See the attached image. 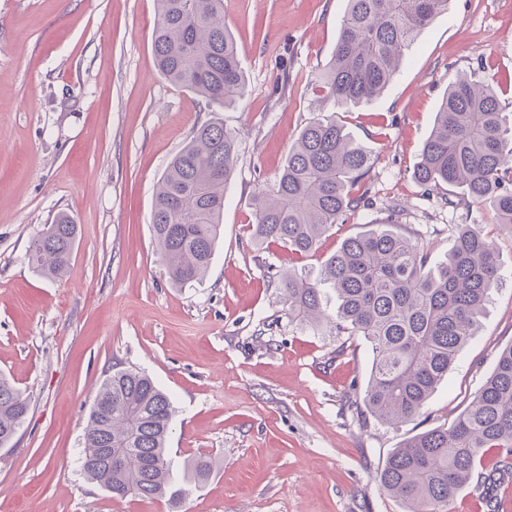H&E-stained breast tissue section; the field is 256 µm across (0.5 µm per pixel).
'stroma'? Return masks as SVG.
<instances>
[{"instance_id":"35a3bbf8","label":"stroma","mask_w":512,"mask_h":512,"mask_svg":"<svg viewBox=\"0 0 512 512\" xmlns=\"http://www.w3.org/2000/svg\"><path fill=\"white\" fill-rule=\"evenodd\" d=\"M347 0H224L246 91L208 106L162 78L156 0H0V373L31 398L12 448H0V512H171L162 500L112 498L86 480L80 442L114 364L146 371L178 413L175 462L209 455L208 479L179 512H404L379 474L407 437L446 427L512 344V231L495 210L412 178L449 82L459 73L503 89L512 111V0H449L372 103L336 118L370 151L364 206L296 258L251 240V199L269 189L319 113L318 80ZM236 136L224 236L202 282L173 287L150 231L154 189L196 129ZM400 213L395 233L429 265L456 228L492 241L502 280L476 336L421 415L399 429L362 404L372 352L288 320L268 266L317 272L348 237ZM67 212L79 237L66 274L28 263L32 238ZM448 512H512V479L469 484Z\"/></svg>"}]
</instances>
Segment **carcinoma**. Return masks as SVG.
I'll use <instances>...</instances> for the list:
<instances>
[{
	"instance_id": "1",
	"label": "carcinoma",
	"mask_w": 512,
	"mask_h": 512,
	"mask_svg": "<svg viewBox=\"0 0 512 512\" xmlns=\"http://www.w3.org/2000/svg\"><path fill=\"white\" fill-rule=\"evenodd\" d=\"M448 0H347L331 60L320 75L323 100L333 106L376 99L399 71L404 51ZM153 50L158 73L209 104L230 105L245 79L224 0H157ZM237 163L236 137L208 122L171 159L158 181L151 231L171 285L202 281L222 232L224 191ZM371 156L334 115L319 114L301 130L271 188L252 198L255 244L296 256L319 249L322 237L365 201L359 185ZM422 186L464 190L492 206L512 227V113L499 91L459 76L448 86L413 172ZM78 225L60 212L32 239L28 259L42 275L62 277L72 259ZM282 290L288 320L336 334L361 336L372 366L362 403L376 420L398 428L418 417L459 352L476 335L500 281L492 241L460 224L454 246L437 269L425 268L417 244L381 224L345 239L321 264L316 280L268 267ZM338 305L328 314L320 285ZM30 398L0 375V448H7L30 412ZM177 410L171 396L136 369L115 368L101 382L82 435V472L116 499H165L180 507L189 485L211 472L209 457L173 473L168 448ZM501 460L489 474L477 464L489 449ZM512 473V344L466 409L447 428L407 438L393 449L380 485L405 512H445L470 484H494Z\"/></svg>"
}]
</instances>
